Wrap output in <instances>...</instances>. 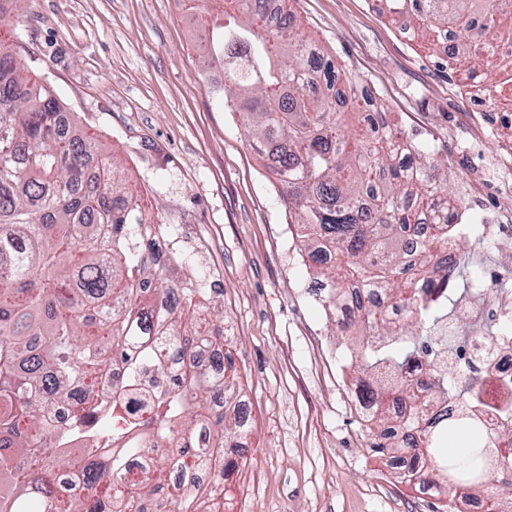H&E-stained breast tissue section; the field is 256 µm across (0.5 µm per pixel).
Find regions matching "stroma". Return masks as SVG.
<instances>
[{
    "label": "stroma",
    "mask_w": 512,
    "mask_h": 512,
    "mask_svg": "<svg viewBox=\"0 0 512 512\" xmlns=\"http://www.w3.org/2000/svg\"><path fill=\"white\" fill-rule=\"evenodd\" d=\"M290 7L379 111L446 161L471 227L512 225V197L495 189L497 142L470 134L482 109L460 105L424 41H400L372 0ZM199 28L170 0H18L0 19V43L121 159L144 209L160 210L213 288L212 320L251 413L232 512H438L370 449L350 397L348 343L309 297L305 246L288 229L276 179L223 90L206 86L216 66L201 60ZM458 248L473 279L512 269L510 252L466 237Z\"/></svg>",
    "instance_id": "obj_1"
}]
</instances>
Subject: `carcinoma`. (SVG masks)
Masks as SVG:
<instances>
[{"label":"carcinoma","mask_w":512,"mask_h":512,"mask_svg":"<svg viewBox=\"0 0 512 512\" xmlns=\"http://www.w3.org/2000/svg\"><path fill=\"white\" fill-rule=\"evenodd\" d=\"M201 44L224 63L233 111L250 130V145L273 155L281 200L307 246L308 268L328 302L350 288H382L404 309L389 321L369 296L356 299L358 319L339 329L362 346L351 356L360 399L374 409L367 428L371 450L394 462L407 453L420 460L404 481L432 477L442 512L474 496L487 512H502L512 480L496 484L492 473L512 474V411L491 423L480 399L483 379L454 366L456 344L469 337L436 331L453 321L460 293L482 297L496 289L463 281L448 301L429 307L432 256L409 262L403 227L429 217L435 245L448 242L457 207L448 199V175L427 154V173L406 165L422 153L404 131L387 127L381 112L365 117L354 135L342 106L361 112L355 81L337 83L291 12L260 15L255 0H223ZM391 18L414 19L413 35L440 46L444 29L457 30L444 62L460 69L487 67L512 81V64L474 48L468 36L475 17L489 19V44L512 39V17L496 14L494 0H378ZM65 111L46 86L31 80L14 53L0 43V512H199L196 477L228 437L248 432L233 412L239 396L233 366L214 373L185 366L177 384L164 363L188 351L227 344L224 329L207 321L206 278H178L174 269L148 259L145 236L165 225L142 211L114 156L83 132L62 125ZM127 366L112 384V414H99L97 375L105 361ZM429 368L417 384L402 376L409 362ZM224 395V412L212 397ZM62 397L72 400L74 427L62 433L46 412ZM404 397L413 414L400 429L389 412ZM147 407L117 412L125 403ZM112 431V466L94 448L62 459L55 448L80 434ZM464 432L468 447L448 454V433ZM166 443L173 456L151 457ZM81 474L85 494L75 511L57 483L60 472Z\"/></svg>","instance_id":"obj_1"}]
</instances>
